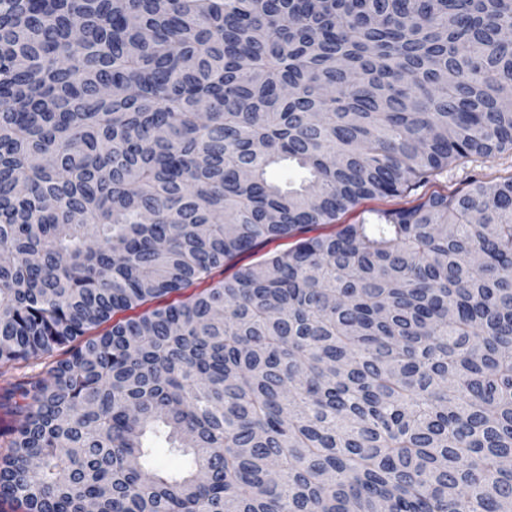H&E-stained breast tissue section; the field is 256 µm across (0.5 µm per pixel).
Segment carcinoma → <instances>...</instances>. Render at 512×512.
I'll return each mask as SVG.
<instances>
[{
	"label": "carcinoma",
	"instance_id": "cac0c4a2",
	"mask_svg": "<svg viewBox=\"0 0 512 512\" xmlns=\"http://www.w3.org/2000/svg\"><path fill=\"white\" fill-rule=\"evenodd\" d=\"M509 30L512 0H0V365L41 367L0 395V502L512 512V178L305 236L512 151ZM295 240L296 238L294 237L279 239L263 244L252 251L240 254L233 261L215 271L214 282L224 277H230L240 267L251 266L259 263L268 252H283L288 250ZM210 283H211V281L209 280L208 283H202L200 285L196 284V285L191 286L190 288L182 290L179 293L171 294L165 298L148 301L145 305H142L141 307H139L135 310H129L126 312L116 313L110 322H107V323L101 325L100 327L90 330L89 332H87L85 334V336L79 338L76 341V343L84 342L88 338L98 336L99 334L103 333L106 329L110 328L113 321L115 322L117 320H122L125 317L142 313L145 310H152L156 307H162V306H165V305L172 303L174 301H177V300H184L186 297H188L192 294H196L199 291H201L203 288H206Z\"/></svg>",
	"mask_w": 512,
	"mask_h": 512
}]
</instances>
